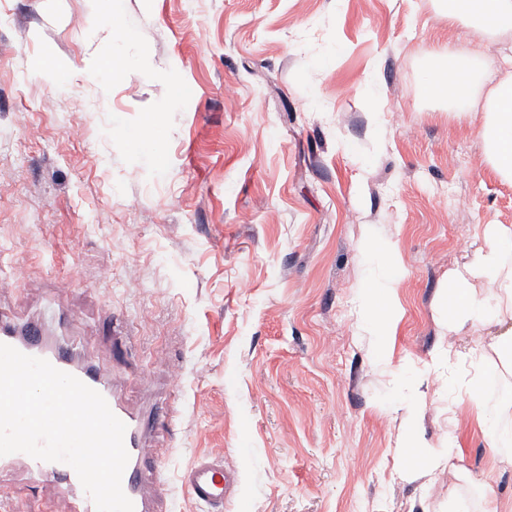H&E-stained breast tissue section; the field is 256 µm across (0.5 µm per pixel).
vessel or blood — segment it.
Here are the masks:
<instances>
[{
  "label": "vessel or blood",
  "mask_w": 512,
  "mask_h": 512,
  "mask_svg": "<svg viewBox=\"0 0 512 512\" xmlns=\"http://www.w3.org/2000/svg\"><path fill=\"white\" fill-rule=\"evenodd\" d=\"M0 343L11 345L24 354L46 359L105 398L113 414L126 425L124 442L129 461L123 474L122 488L132 501L134 512H166L163 480H147L143 472L144 464L151 455L147 441L155 420L153 416L134 412L126 405L119 374L101 373L77 351L50 336L44 322L38 318L20 324L0 320ZM15 463L22 466L30 481L55 484L68 496L70 512H96L93 501L69 465L40 461L24 453L0 457L1 465ZM237 480L236 470L225 467L221 455L211 454L194 461L185 472L182 484L194 501L207 506L208 512H223L224 500Z\"/></svg>",
  "instance_id": "obj_1"
}]
</instances>
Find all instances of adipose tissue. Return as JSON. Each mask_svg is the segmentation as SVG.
Instances as JSON below:
<instances>
[{"label": "adipose tissue", "mask_w": 512, "mask_h": 512, "mask_svg": "<svg viewBox=\"0 0 512 512\" xmlns=\"http://www.w3.org/2000/svg\"><path fill=\"white\" fill-rule=\"evenodd\" d=\"M449 22L468 23L478 34L512 32V0H437ZM487 89L484 99L474 95L475 86ZM423 91L428 98L447 104L459 119L481 112L485 152L497 174L512 182V72L499 75L491 68L474 69L467 55L435 54L423 72ZM512 256V228L489 225L487 244L472 261L457 272L448 293V324L464 335L488 322L500 324L489 348L500 361L512 366V272L503 270L505 256ZM403 272L393 257L377 259L371 283L361 297L372 324L389 325L386 315ZM495 283L493 300L476 294L478 280Z\"/></svg>", "instance_id": "1"}]
</instances>
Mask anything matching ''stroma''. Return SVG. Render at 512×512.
Listing matches in <instances>:
<instances>
[{
	"instance_id": "35a3bbf8",
	"label": "stroma",
	"mask_w": 512,
	"mask_h": 512,
	"mask_svg": "<svg viewBox=\"0 0 512 512\" xmlns=\"http://www.w3.org/2000/svg\"><path fill=\"white\" fill-rule=\"evenodd\" d=\"M0 313L76 311L86 355L128 350L133 408L174 407L149 444L177 512L218 453L224 512H471L476 483L512 501V419L452 359L448 285L488 225L512 227V182L482 115L426 98L435 53L495 62L512 35L449 24L434 0H0ZM129 68L101 98L93 59ZM53 52L63 75L39 67ZM332 63L315 68V58ZM376 73L374 91L364 81ZM153 119L152 144L135 138ZM462 205L452 208L449 196ZM404 275L385 338L358 290L366 238ZM420 400L418 463L402 418ZM11 512H68L50 483L0 470ZM237 480L236 470L224 467L220 454H211L194 461L185 472L182 485L194 501L208 507V512H223L224 499Z\"/></svg>"
}]
</instances>
